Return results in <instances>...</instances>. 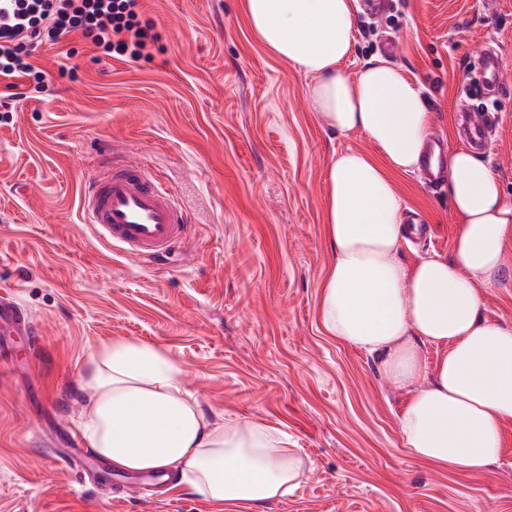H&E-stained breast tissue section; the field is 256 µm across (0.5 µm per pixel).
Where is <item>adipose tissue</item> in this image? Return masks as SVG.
Here are the masks:
<instances>
[{"label":"adipose tissue","mask_w":512,"mask_h":512,"mask_svg":"<svg viewBox=\"0 0 512 512\" xmlns=\"http://www.w3.org/2000/svg\"><path fill=\"white\" fill-rule=\"evenodd\" d=\"M358 0H246L256 38L311 77L312 111L333 131L363 132L374 153L345 149L326 169L324 224L333 261L320 317L339 342L373 356L410 398L398 419L405 448L439 469L476 472L496 463L512 423V325L483 313L481 287L497 282L512 237V202L481 157L448 155L445 188L459 217L448 255L401 259L408 231L393 177L418 169L431 128L419 85L382 58L348 74ZM439 348L434 367L425 346ZM81 385V429L113 468L179 473L226 512H260L288 496L307 465L285 432L240 416L210 421L183 384V370L157 347L102 344Z\"/></svg>","instance_id":"ef3b65f1"}]
</instances>
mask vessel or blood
<instances>
[{"instance_id":"vessel-or-blood-1","label":"vessel or blood","mask_w":512,"mask_h":512,"mask_svg":"<svg viewBox=\"0 0 512 512\" xmlns=\"http://www.w3.org/2000/svg\"><path fill=\"white\" fill-rule=\"evenodd\" d=\"M81 216L101 242L152 260L174 253L188 228L186 213L147 164L106 155L85 187Z\"/></svg>"}]
</instances>
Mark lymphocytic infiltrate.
<instances>
[{
  "mask_svg": "<svg viewBox=\"0 0 512 512\" xmlns=\"http://www.w3.org/2000/svg\"><path fill=\"white\" fill-rule=\"evenodd\" d=\"M141 15V0H0V77L28 79L19 98L42 92L46 74L31 61L33 46L74 34L105 57L152 60L160 36Z\"/></svg>",
  "mask_w": 512,
  "mask_h": 512,
  "instance_id": "1",
  "label": "lymphocytic infiltrate"
}]
</instances>
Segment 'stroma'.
<instances>
[{
    "mask_svg": "<svg viewBox=\"0 0 512 512\" xmlns=\"http://www.w3.org/2000/svg\"><path fill=\"white\" fill-rule=\"evenodd\" d=\"M244 3L142 0L161 35L149 62L96 60L76 37L39 46L47 99L0 112V294L38 329L31 341L0 327V512H218L176 479L155 485L109 469L91 447L70 452L87 413L82 367L114 340L164 350L212 419L288 433L309 469L265 512H512V423L484 470L422 463L398 433L406 391L324 331L326 166L333 152L373 146L362 132L326 130L310 77L256 39ZM388 38L446 149L466 145L464 105L495 116L482 156L512 198V0L359 9L344 69L382 55ZM489 47L503 85L466 99ZM107 149L147 156L186 212L190 231L167 265L103 246L81 224V194ZM395 181L406 210L435 230L410 239L403 261L449 254L458 219L442 186L415 172ZM482 296L491 321L512 324V242Z\"/></svg>",
    "mask_w": 512,
    "mask_h": 512,
    "instance_id": "stroma-1",
    "label": "stroma"
}]
</instances>
